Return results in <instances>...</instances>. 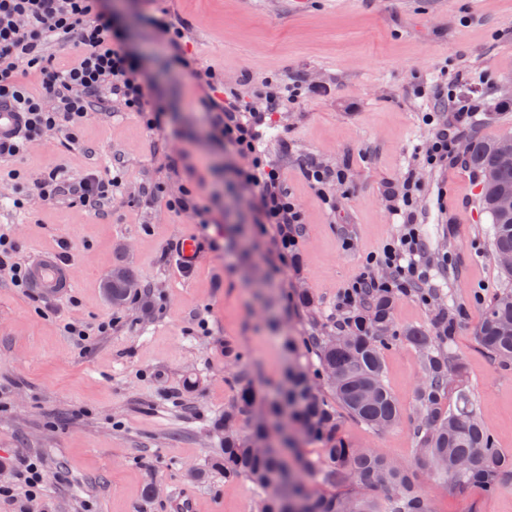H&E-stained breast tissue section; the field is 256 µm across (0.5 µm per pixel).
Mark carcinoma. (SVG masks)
I'll return each instance as SVG.
<instances>
[{
	"label": "carcinoma",
	"instance_id": "carcinoma-1",
	"mask_svg": "<svg viewBox=\"0 0 512 512\" xmlns=\"http://www.w3.org/2000/svg\"><path fill=\"white\" fill-rule=\"evenodd\" d=\"M499 144L498 138L473 139L463 164L477 178L482 208L492 219L493 252L501 274L511 280L506 260L512 258V211L499 210L497 200L512 194V155L504 156ZM133 280L126 266H113L112 307L129 301ZM394 301L389 290L363 295L329 332L304 337L307 355L317 360L311 372L297 342L288 339V368L271 399L259 398L241 352L224 343V358L239 371L235 396L215 422L224 433V455L212 466L229 481L250 480L264 512H432L408 466L362 451L341 434L344 414L375 430L401 423L402 410L384 383L383 351L403 344L417 350L424 373L416 395L417 465L457 487L478 484L490 495L502 478L512 477V456L496 447L463 383V366L453 352L454 320L440 316L434 336L419 327L397 331ZM477 340L501 365L512 364V289L490 300ZM451 394L455 407L447 408ZM243 417L251 425L247 435L239 431ZM310 444L320 447L318 457L301 452ZM313 482L325 491L313 489Z\"/></svg>",
	"mask_w": 512,
	"mask_h": 512
}]
</instances>
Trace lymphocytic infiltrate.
I'll return each mask as SVG.
<instances>
[{
	"label": "lymphocytic infiltrate",
	"mask_w": 512,
	"mask_h": 512,
	"mask_svg": "<svg viewBox=\"0 0 512 512\" xmlns=\"http://www.w3.org/2000/svg\"><path fill=\"white\" fill-rule=\"evenodd\" d=\"M101 0H0V102L12 105L23 117L22 128L11 138L0 140V157L24 156L33 134L55 127L82 125L93 100L114 96L138 113L148 129H156L159 110L140 76L135 55L124 47L111 21L103 19ZM72 45L76 59L67 68H57L45 53L47 44ZM42 77V91L34 95L25 83L27 73ZM286 100L282 89L266 91L262 104L231 95L223 100L207 99L210 125L220 142L242 161L237 170L239 184L248 190L250 222L260 234L271 236L280 264H287L299 239L302 213L283 185L280 173L266 161L260 148V127L267 116L280 111ZM478 98L450 99L452 118L437 124L431 145L423 157L425 165L452 163L460 125L466 115L478 111ZM34 187L45 201L65 198L91 211L102 210L112 200V186L90 174L76 183L61 179L59 171L36 180ZM417 188L412 179L388 190L393 214L402 216L403 231L381 254L371 256L373 265L388 270L387 280L364 275L346 289L343 304L383 288L407 290L427 285L430 269L425 262V242L411 210ZM44 475L39 465L20 456L9 485L0 486V498L15 503L18 497L34 498Z\"/></svg>",
	"instance_id": "lymphocytic-infiltrate-1"
}]
</instances>
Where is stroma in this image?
Returning a JSON list of instances; mask_svg holds the SVG:
<instances>
[{
  "label": "stroma",
  "mask_w": 512,
  "mask_h": 512,
  "mask_svg": "<svg viewBox=\"0 0 512 512\" xmlns=\"http://www.w3.org/2000/svg\"><path fill=\"white\" fill-rule=\"evenodd\" d=\"M102 4L167 112L162 131L152 132L105 99L70 146L44 136L23 159L0 158V172L16 168L30 181L57 167L72 181L91 173L121 181L95 216L36 197L16 205L9 181L0 182V226L10 231L15 261L66 251L76 279L71 292L43 304L0 271V484L23 453L46 475L40 497L19 512H172L188 490L198 512H253L256 487L225 480L211 465L223 446L214 422L234 395L224 344L238 346L256 385L273 396L288 363L286 339L312 333L295 291L314 296L328 326L344 316L343 292L364 271L387 278L366 258L401 233L384 190L408 175L419 184L415 222L441 301L397 294L394 324L433 333L440 313L455 320L454 350L475 409L512 455V366L501 367L477 341L489 301L507 286L492 221L461 163L431 169L419 161L433 130L427 116L449 117L434 106L443 83L483 100L469 138L512 131L504 93L512 86V0H162L184 27L185 56L215 72L216 97L255 101L276 86H302L261 127L266 158L303 215L299 264L273 277L275 247L253 233L247 192L233 183L241 160L217 141L199 108L201 88L151 24L157 4ZM311 159L348 170L331 188L338 212L304 179ZM184 186L196 187L212 224L166 208L165 196ZM186 239L198 250L189 268L176 256ZM119 260L152 300L151 315L106 298ZM68 321L87 326L86 349L65 335ZM384 358L403 422L377 431L347 418L342 435L410 464L421 362L406 344ZM419 482L433 512H512V479L491 495L426 472Z\"/></svg>",
  "instance_id": "35a3bbf8"
}]
</instances>
